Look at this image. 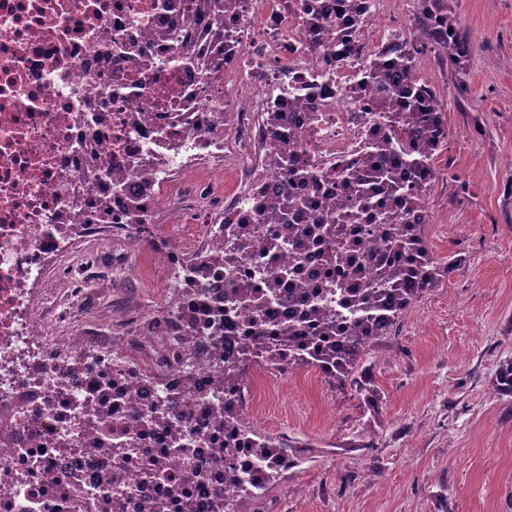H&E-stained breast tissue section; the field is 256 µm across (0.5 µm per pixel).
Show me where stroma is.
Returning <instances> with one entry per match:
<instances>
[{"instance_id":"stroma-1","label":"stroma","mask_w":512,"mask_h":512,"mask_svg":"<svg viewBox=\"0 0 512 512\" xmlns=\"http://www.w3.org/2000/svg\"><path fill=\"white\" fill-rule=\"evenodd\" d=\"M449 3L467 73L417 69L448 103L423 227L444 273L351 381L247 369L250 425L300 459L250 512H512V396L495 392L512 360V0ZM112 287L96 329L126 307L154 311L160 278L136 257Z\"/></svg>"}]
</instances>
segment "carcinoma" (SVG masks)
<instances>
[{
	"label": "carcinoma",
	"instance_id": "obj_1",
	"mask_svg": "<svg viewBox=\"0 0 512 512\" xmlns=\"http://www.w3.org/2000/svg\"><path fill=\"white\" fill-rule=\"evenodd\" d=\"M239 2L187 0L181 4L184 27L198 33L200 45L182 44L176 32L163 31L161 37L169 40L173 52L182 57L186 71L211 72L218 65L208 47L224 42V13L238 9ZM414 21L417 39L412 50H401L388 59L385 49H379L368 76L378 98L377 111L391 131L392 140L376 144L363 166L353 162L343 165L344 195L334 205L327 225L321 227V235L315 241L311 225L303 221V216L316 207V201L290 189L296 182L311 179L312 174L294 154L277 147L291 138L283 115L291 105L281 104L263 113L262 121L271 140L264 149V166L285 171V188L259 215L260 223L271 224L269 232L255 224H240L233 229L225 242L230 259L265 253L272 237L295 254L314 242L321 244L331 263L341 248L353 247L350 225L361 219L358 210L363 208V201L379 193L382 200L374 205L371 220L386 225L387 250L359 255L351 282L339 284L337 292L346 312L309 305L298 320L288 323L284 335L253 344L238 372L226 371L224 379H242L252 362L264 358L269 363L277 355L281 361L288 360L290 369L312 367L328 381L341 384L352 374L362 351L378 336L391 331L412 303L440 281L441 271L423 238L422 225L399 220L403 209L425 208L430 182L424 172L433 166L448 139L442 108L434 106L436 93L419 85L414 54L444 49L449 65L462 75L470 44L448 0H417ZM389 154L396 155L397 160H388ZM117 206L124 223L136 234L148 232L139 197L128 194L117 201ZM96 216L102 224L112 223V196L96 199ZM236 292L252 309L261 311L263 300L252 292L250 283L238 285ZM497 382L500 394L512 395V361L500 366ZM224 427L240 430L241 440L264 461L265 489L298 463V458L286 457V451L275 439L252 429L229 408L224 410Z\"/></svg>",
	"mask_w": 512,
	"mask_h": 512
}]
</instances>
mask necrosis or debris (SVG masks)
Wrapping results in <instances>:
<instances>
[{"label":"necrosis or debris","instance_id":"4bbe7bcc","mask_svg":"<svg viewBox=\"0 0 512 512\" xmlns=\"http://www.w3.org/2000/svg\"><path fill=\"white\" fill-rule=\"evenodd\" d=\"M301 2L243 0L225 15L230 37L217 50L237 76L192 80L173 61L154 73L109 61L115 38L157 50L159 31L179 29L164 0H0V512H153L157 502L182 512L171 489L192 466L206 473L186 487L194 512H219L238 485L260 486L250 451L224 457V408L243 412L247 386L219 387L217 371L254 342L233 280L292 263L284 247L218 256L228 229L254 222L285 183L261 161V114L296 103L286 148L317 176L312 224L341 196L342 164L389 134L365 73L392 0H351L317 32ZM183 118L200 131L175 149L162 130ZM90 150L143 200L147 223H182L189 208L219 213L203 227L210 256L197 266L181 244L150 246L168 299L151 316L131 314L106 343L87 333L77 283L90 269L124 267L142 242L121 218L91 223L110 187L87 189ZM213 154L242 171L248 203L205 192L197 178L172 183ZM147 158L165 165L144 171ZM293 263L297 279L262 308L282 326L291 284L332 305L326 279L352 272L350 255L329 263L316 246Z\"/></svg>","mask_w":512,"mask_h":512}]
</instances>
